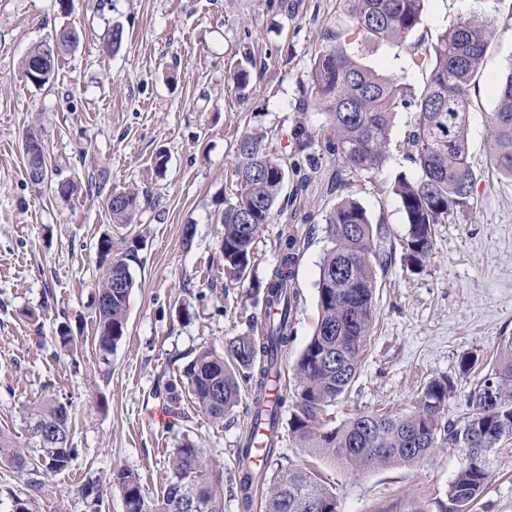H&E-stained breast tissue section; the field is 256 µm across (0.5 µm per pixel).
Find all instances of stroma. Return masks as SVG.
I'll return each mask as SVG.
<instances>
[{
  "label": "stroma",
  "instance_id": "obj_1",
  "mask_svg": "<svg viewBox=\"0 0 512 512\" xmlns=\"http://www.w3.org/2000/svg\"><path fill=\"white\" fill-rule=\"evenodd\" d=\"M478 12L495 31L481 75L467 94L470 154L477 176L472 211L435 227L432 254L417 274L405 270L407 226L391 192L408 171L405 133L410 113H398L389 158L374 175L338 172L321 141L294 148L293 129L318 132L309 75L331 31L346 26L339 0H0V430L21 447L33 441L26 414L43 401L73 403L69 467L42 478L39 491L0 463V488L36 494L40 512H124L113 470L136 472L158 496L168 457L183 439L194 441L223 468L224 512H240L233 495L236 449L249 417V397L223 423L202 414L182 420L160 392L161 376L178 374L203 348L224 351L252 334L264 306L258 284L277 263L286 238L297 240L293 284L299 292L286 375L318 319V264L327 246L325 214L341 193L351 194L386 230L392 262L378 274L377 310L360 374L329 418L378 410L410 411L431 380L455 377L447 416L469 411L467 396L488 369L501 337L512 334V179L490 164L494 141L488 117L497 87L512 63V0H424L415 38L434 42L448 23ZM121 26L119 50L106 44ZM78 31L50 83L19 76L29 47L60 27ZM347 50L362 64L418 90L422 73L406 51L353 34ZM251 58L250 82L234 78ZM247 132L263 135L267 150L286 161L281 212L264 225L253 247L252 273L231 281L220 253L226 203L235 201L236 144ZM35 135L77 192L33 187L24 144ZM167 167L156 171L157 152ZM149 191L151 205L132 223H112L105 198L112 188ZM113 252L134 246L139 265L127 304L126 334L98 369L91 295L100 281V244ZM68 324L77 353L61 348ZM477 360L459 377L462 356ZM461 455L439 448L412 466L390 465L357 475L313 461L336 492L340 512H441ZM101 479L99 497L85 496ZM473 512H512V440L492 456L489 483Z\"/></svg>",
  "mask_w": 512,
  "mask_h": 512
}]
</instances>
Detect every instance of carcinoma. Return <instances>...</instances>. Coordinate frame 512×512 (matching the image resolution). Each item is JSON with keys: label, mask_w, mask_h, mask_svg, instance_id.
<instances>
[{"label": "carcinoma", "mask_w": 512, "mask_h": 512, "mask_svg": "<svg viewBox=\"0 0 512 512\" xmlns=\"http://www.w3.org/2000/svg\"><path fill=\"white\" fill-rule=\"evenodd\" d=\"M350 23L326 37L327 44L314 61L311 93L324 115L319 127L325 150L351 174L378 170L390 153V132L395 115L413 113L406 140V160L412 173L399 174L392 186L408 225L403 259L410 271L423 268L434 246V227L451 224L474 206L475 174L469 154V112L466 88L483 67L493 36L483 16L474 13L448 24L430 48L407 42L421 24L424 0H344ZM373 36L401 47L420 62L423 83L411 92L395 80L364 66L347 54L343 43L349 32ZM53 62L43 64L28 51L20 74L35 86L54 76L59 58L79 42L73 28L55 34ZM495 143L493 163L512 178V69L501 80L497 105L491 116ZM236 176L240 193L220 217L224 234L220 252L224 274L244 277L251 266L252 245L261 227L272 222L286 179L282 162L263 145L262 137L244 135L237 142ZM142 209L138 192L124 190L108 208L114 224H129ZM329 247L319 264L316 282L319 319L296 365L293 388L282 386L277 399H267L270 379L281 376L282 354L298 292L292 286L297 240L286 239L277 265L263 284V305L276 312L266 323L264 336L244 335L226 352L199 351L179 377L164 383L173 403L182 392L191 395L195 410L215 422L238 405L240 382L251 387V413L279 429L281 411L291 404L289 430L297 447L314 457L340 464L354 473L389 464L412 465L437 448L448 446L462 454L459 469L448 484L451 512H470L491 475V455L499 442L512 438V335L501 338L487 374L468 394L470 413L461 423L445 417L447 401L455 392L454 378L429 382L415 410L406 414H357L337 426L323 421L325 408L347 394L358 378L376 314L377 269L392 262V251L366 208L350 196L339 198L326 215ZM102 260L112 259L126 271L122 285L111 283L110 273L95 290L96 351L99 362L109 356L124 336L127 302L136 281L130 263L137 250L112 255V239L101 244ZM108 299L105 305L100 299ZM72 402L54 399L28 413L36 446L23 450L0 432V460L30 476L40 485L45 471L66 469L74 456L69 420ZM183 478L205 485L192 512H224V482L203 449L186 439L172 453L161 496L150 498L139 475L129 469L112 471L109 482L122 494L125 512H187L173 483ZM262 512H339L336 494L317 473L290 466L272 477L246 467L239 470L237 494L244 512H251L259 486Z\"/></svg>", "instance_id": "carcinoma-1"}]
</instances>
